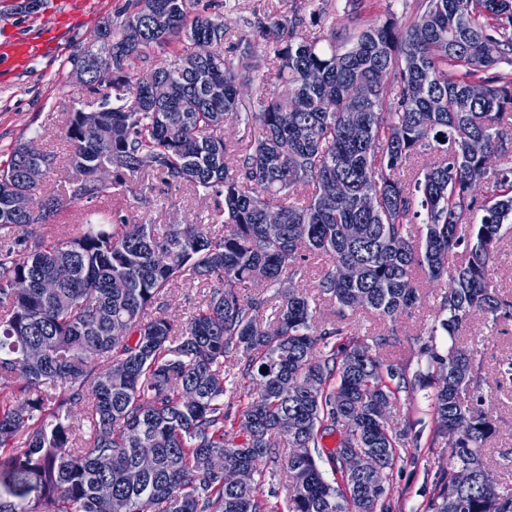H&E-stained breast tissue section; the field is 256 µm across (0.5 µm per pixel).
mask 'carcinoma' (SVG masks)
Instances as JSON below:
<instances>
[{
  "label": "carcinoma",
  "instance_id": "obj_1",
  "mask_svg": "<svg viewBox=\"0 0 512 512\" xmlns=\"http://www.w3.org/2000/svg\"><path fill=\"white\" fill-rule=\"evenodd\" d=\"M194 5L132 0L122 29L139 24V44L106 30L98 50L70 58L92 63L86 87L102 94V108L89 126L81 112L69 114L74 177L44 209L20 214L11 198L36 193L23 169L31 161L49 169L55 155L30 140L0 163V512H99L103 483L117 512H389L388 493L365 496L366 477L346 471L344 452L380 463L387 483L401 440L389 409L424 377L384 362L380 340L342 339L344 327L317 321L306 293L277 301L263 289L304 279L309 261L322 258L318 298L394 319L419 303L416 271L438 281L451 254L460 261L430 336L452 343L443 353L427 343L422 354L434 370L436 432L448 435L456 463L423 512H512V492L482 483L495 427L471 396L479 351L454 343L476 311L494 323L512 316V301L488 282L512 224V133L501 128L512 79L497 71L512 65V0H425L404 28L363 23L345 50L327 9L307 24L273 6L257 20L263 41L240 36L235 64L224 57V17ZM199 36L214 51L196 71H183L178 53L146 74L129 71L149 49ZM258 52L293 98L241 97V85L268 79ZM153 77L170 84L162 103L144 92ZM288 110L295 118L285 127ZM352 117L363 135L348 130ZM241 119L246 132L226 143L224 123ZM472 137L500 159L479 197L467 189L484 164L465 152ZM421 150L437 158L408 183L401 172ZM150 176L203 193L213 209L178 239L118 211L87 213L74 237L51 223L115 186L144 201ZM296 187L307 197L292 198ZM270 209L282 215L279 238L263 231ZM346 264L359 267L356 280L338 276ZM44 277L57 282L55 294L37 288ZM21 278L32 288L17 294ZM178 282L208 288L182 321L153 311ZM29 347L42 359L29 361ZM228 358L243 363L232 389ZM229 390L243 403L237 421L224 411ZM289 415L299 420L295 435L281 430ZM236 423L250 433L228 444L224 429ZM334 432L336 447H323ZM283 444L305 456L281 457ZM145 454L154 469L140 473ZM213 455L254 468L250 485H225L208 467ZM263 459L291 487L283 503L263 489ZM464 465L477 477L461 488L454 472Z\"/></svg>",
  "mask_w": 512,
  "mask_h": 512
}]
</instances>
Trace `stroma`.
<instances>
[{
    "label": "stroma",
    "mask_w": 512,
    "mask_h": 512,
    "mask_svg": "<svg viewBox=\"0 0 512 512\" xmlns=\"http://www.w3.org/2000/svg\"><path fill=\"white\" fill-rule=\"evenodd\" d=\"M277 2L283 12L308 16L311 0H198V11L230 17L227 44H234L245 33V19ZM338 34L352 32L365 19L392 21L404 26L418 16L420 0H330ZM129 0H94L92 6L72 11L68 0H0V44L17 34L41 37L44 53L32 62L0 71V160L9 146L29 140L57 157L54 168L45 171L40 185L52 189L68 174V145L62 128L69 112H90L101 105V95L79 84L69 62L70 55L88 48L104 26L120 36L119 25L126 17ZM147 203L129 200L125 195H109L79 203L64 216L58 231L74 234L82 214L93 207L102 211L122 210L130 222L152 220L158 227L192 221L201 203L179 183L154 182ZM447 280L421 285V300L410 312L392 321H378L357 311H339L336 305L318 303L319 321L346 326L354 336L385 338L381 354L386 361L406 364L410 372L427 371L428 361L419 354V340L426 337L434 322L440 295ZM463 346H478L484 368L477 378L475 392L480 408L496 428L486 449L488 471L500 490H512V381L502 379L499 366L512 362V318L490 322L475 316L457 336ZM430 389H416L402 396L392 409L395 428L404 431L398 461L390 479L392 512H417L432 496L441 470L452 461L448 440L435 437L430 409Z\"/></svg>",
    "instance_id": "obj_1"
}]
</instances>
